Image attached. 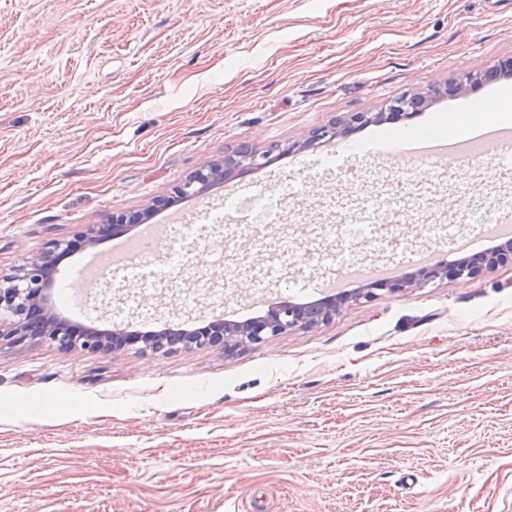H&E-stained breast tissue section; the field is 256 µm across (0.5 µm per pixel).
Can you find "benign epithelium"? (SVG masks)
Returning a JSON list of instances; mask_svg holds the SVG:
<instances>
[{
	"label": "benign epithelium",
	"mask_w": 512,
	"mask_h": 512,
	"mask_svg": "<svg viewBox=\"0 0 512 512\" xmlns=\"http://www.w3.org/2000/svg\"><path fill=\"white\" fill-rule=\"evenodd\" d=\"M408 108V99L402 97L392 100L384 112H355L344 120H336L314 130L304 146L311 147L323 140L327 142L339 135L345 136L352 131L355 124L405 121L412 116ZM269 162L267 153L240 148L224 156V159L196 170L187 181L174 186L168 195L153 199L145 207L133 212L114 214L109 223L88 227L82 232L85 247L96 246L100 235L109 230L114 236L124 234L132 225L142 222L150 211L163 205L175 204L210 183L224 179L232 168L244 165L261 168ZM68 246L69 242L65 240H55L42 254L14 269L12 273L0 275V342L33 336L71 351L86 353H107L128 343H139L141 350L152 353L174 347L222 345L225 352L232 354L297 328L312 329L327 324L336 315L357 304L371 302L384 294L404 292L415 284L436 280L467 281L484 271L512 264L510 243L496 252L473 260L470 266H463L459 262L433 263L415 269L400 279L373 280L361 288L338 291L320 299L308 309L282 300L272 304L265 315L254 320L230 322L215 318L191 331L172 334L163 329L144 335L126 330L108 331L75 326L52 311V275L59 254Z\"/></svg>",
	"instance_id": "1"
}]
</instances>
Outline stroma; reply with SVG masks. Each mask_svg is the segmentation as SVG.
I'll use <instances>...</instances> for the list:
<instances>
[{
	"label": "stroma",
	"mask_w": 512,
	"mask_h": 512,
	"mask_svg": "<svg viewBox=\"0 0 512 512\" xmlns=\"http://www.w3.org/2000/svg\"><path fill=\"white\" fill-rule=\"evenodd\" d=\"M512 56L504 0H0V273L54 239L137 210L241 145L277 152L252 179L275 219L252 232L163 225L181 262L100 274L59 317L158 331L256 316L257 295L322 298L340 260L408 272L512 182L446 164L365 162L354 178L295 163L310 132L424 94L420 131L500 82L446 84ZM404 219L365 237L371 203ZM0 512H512V268L354 306L234 356L0 342ZM84 404L71 410V400Z\"/></svg>",
	"instance_id": "stroma-1"
}]
</instances>
